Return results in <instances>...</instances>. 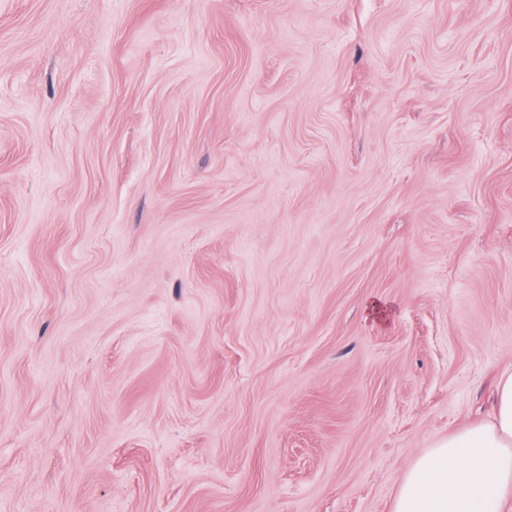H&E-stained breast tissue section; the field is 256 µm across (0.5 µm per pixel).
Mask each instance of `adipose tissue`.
I'll use <instances>...</instances> for the list:
<instances>
[{"instance_id":"ef3b65f1","label":"adipose tissue","mask_w":512,"mask_h":512,"mask_svg":"<svg viewBox=\"0 0 512 512\" xmlns=\"http://www.w3.org/2000/svg\"><path fill=\"white\" fill-rule=\"evenodd\" d=\"M394 512H512V370L489 421L436 441L405 471Z\"/></svg>"}]
</instances>
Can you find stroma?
I'll list each match as a JSON object with an SVG mask.
<instances>
[{"instance_id":"obj_1","label":"stroma","mask_w":512,"mask_h":512,"mask_svg":"<svg viewBox=\"0 0 512 512\" xmlns=\"http://www.w3.org/2000/svg\"><path fill=\"white\" fill-rule=\"evenodd\" d=\"M506 369L512 0H0V512H393Z\"/></svg>"}]
</instances>
